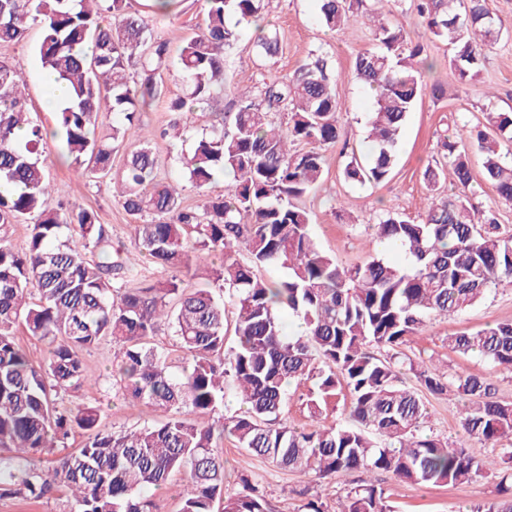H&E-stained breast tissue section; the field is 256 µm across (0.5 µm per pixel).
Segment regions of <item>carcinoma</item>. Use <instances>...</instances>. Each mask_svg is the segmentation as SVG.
<instances>
[{"instance_id": "1", "label": "carcinoma", "mask_w": 512, "mask_h": 512, "mask_svg": "<svg viewBox=\"0 0 512 512\" xmlns=\"http://www.w3.org/2000/svg\"><path fill=\"white\" fill-rule=\"evenodd\" d=\"M262 0H202V24L178 49L181 78L191 88L169 109L178 129L187 102L204 106L224 92V47L256 23ZM367 0H320V20L333 31L368 16ZM416 13L433 38L448 45V85L480 76L483 47L503 29L488 0H419ZM40 27L42 68L69 88L53 132L27 112L18 76L0 64V226L30 220L26 247L0 236V499L41 500L68 495L71 512H153L142 490L160 489L176 473L188 474L180 512H271L268 499L247 474L242 490L224 493V458L214 452L228 434L239 447L272 467L318 480L338 472L383 471L401 481L444 486L499 475L497 497L463 512H512V404L492 399L487 379L426 367L417 378L432 395L448 392L463 403L460 427L482 448H509L490 460L471 448H454L420 433L428 416L422 396L400 384L397 348L435 317H448L512 284V234L499 232L495 211L472 203L468 150L483 158L484 175L512 203V166L501 162V141L512 140V112L493 103L485 129L441 143L457 184L434 199L425 220L399 214L379 217L376 238L402 253L397 265L372 256L343 266L322 251L311 217L298 201L323 175L325 145L339 137V104L328 57L310 52L293 77L269 83L262 102L240 100L199 138L184 158L188 180L199 189L219 174L233 181L202 204H183L178 188L158 179L151 139L135 124L139 107L162 94L157 75L171 57L169 43L149 22L126 12V0H0V42L23 40ZM259 52L273 56L277 39L256 27ZM375 47L358 54L355 72L373 94V149L353 157L343 175L350 183H381L395 166L407 114L427 87L425 46L412 43L403 25L379 23ZM124 115L107 135L98 133L101 101ZM288 112L279 129L271 112ZM67 147L81 175L101 178L112 152L134 141L122 183L112 196L143 223L134 225L138 252L154 263L188 266L196 253L205 280L231 292L235 346L224 356V300L202 283L190 287L172 276L128 286L133 271L112 255V239L96 214L52 203L39 156L49 137ZM97 253L99 260L88 258ZM248 261L238 259L240 253ZM262 269L283 272L277 279ZM300 316L303 334L290 336L279 309ZM171 325L189 359L183 376L169 372L153 338ZM47 345L34 363L15 329ZM109 339L115 348L113 378L127 398L165 413L143 429H109L98 405L58 409V400L85 379L83 353ZM373 347L384 355L377 356ZM448 348L476 354L512 372V322L448 337ZM312 379L305 406L310 424L284 421L288 385ZM348 389V421L326 425ZM235 391L245 409L217 430L211 414ZM86 440L76 454L54 449L74 431ZM48 455L47 466L29 459ZM336 512H392L384 488L358 480L337 497Z\"/></svg>"}]
</instances>
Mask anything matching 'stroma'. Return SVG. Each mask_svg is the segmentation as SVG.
Listing matches in <instances>:
<instances>
[{"instance_id": "obj_1", "label": "stroma", "mask_w": 512, "mask_h": 512, "mask_svg": "<svg viewBox=\"0 0 512 512\" xmlns=\"http://www.w3.org/2000/svg\"><path fill=\"white\" fill-rule=\"evenodd\" d=\"M414 5L415 0H379L377 8L385 21L404 25L410 39L426 47L434 63L427 82L444 85L447 92L438 98L424 95L409 113L400 134L395 166L384 182L360 186L348 183L343 177L344 167L351 157L365 156L371 149L366 135L374 103L356 76L354 60L359 52L372 46L374 28L360 20L343 31H331L319 19L318 0H263L261 23L276 31L277 54L270 58L259 57L254 39L248 32L226 47L223 96L206 106L204 111L195 112L189 130L178 136L168 131L169 104L171 100L188 97L190 90L180 76L177 60H170L168 68L161 73L164 96L138 115L140 123L152 133L160 178L179 182L185 204L197 205L200 192L182 178L178 164L180 156L191 151L196 136L219 114L235 111L242 93L259 98L263 83L288 80L305 62L308 51L326 52L338 76L335 93L339 103L340 136L336 144L323 147V179L302 198L301 203L312 216L311 232L324 252L345 266L365 261L372 251L373 226L381 211L399 213L415 221L425 217L436 192L431 191L423 179L427 164H437L440 190L454 186L456 175L452 166L442 158L441 143L459 130L483 125L485 91H495L499 109L512 111V39L488 47L477 82L460 88L450 86L448 48L415 24ZM128 10L151 18L155 35L174 48L183 42L191 26L201 17L199 0H183L181 14L170 19L154 17L151 0H128ZM38 41V27H30L23 41L0 44V61L17 72L24 86L29 112L51 128L55 125L54 111L47 106L49 89L42 79L43 68L36 53ZM64 153L63 145L52 140L42 156L54 201L70 208L93 210L99 223L109 226L113 246L134 251L136 219L112 197V184L123 175L125 150L113 152L108 177L98 181L77 177ZM469 165L475 206L496 210L503 230L512 231V206L500 201L495 189L485 179L482 157L477 150H470ZM510 321L512 285H504L492 289L484 300L460 314L430 320L422 332L408 337L401 351L412 364L430 361L451 373L486 377L496 389V399L512 403V372L493 369L474 355L451 352L445 343L448 336ZM113 359L114 350L108 341L86 352V378L79 388L65 395V406L74 408L92 403L103 407L109 412V424L116 432L136 430L160 421L161 413L133 404L114 384L111 378ZM426 404L425 434L446 440L453 446L471 447V440L459 426L460 403L455 396L430 394ZM217 452L224 458L225 490L230 493L239 491V475H252L274 512H303L304 504L316 495L328 504H335L353 479L352 474L339 473L317 482L309 478L302 480L264 464L238 448L229 438L219 442ZM374 479L384 488L395 512H458L460 507L489 501L496 496L497 480L491 475L478 482L447 486L416 485L396 480L386 473L375 474Z\"/></svg>"}]
</instances>
